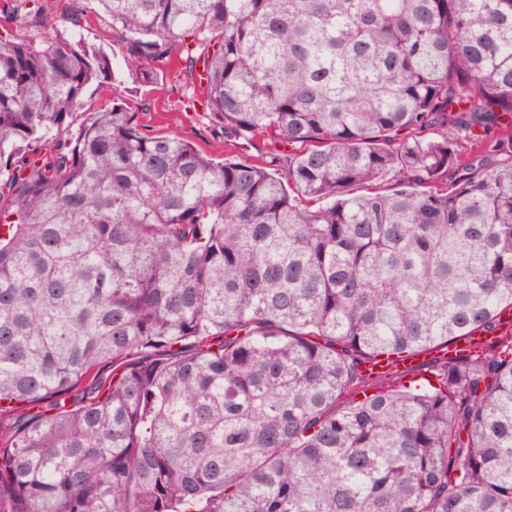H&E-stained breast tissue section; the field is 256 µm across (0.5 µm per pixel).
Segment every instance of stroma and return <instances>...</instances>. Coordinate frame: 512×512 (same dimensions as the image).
I'll return each mask as SVG.
<instances>
[{"label": "stroma", "instance_id": "35a3bbf8", "mask_svg": "<svg viewBox=\"0 0 512 512\" xmlns=\"http://www.w3.org/2000/svg\"><path fill=\"white\" fill-rule=\"evenodd\" d=\"M85 7L92 14L82 31L85 41L102 48L112 59L111 77L90 87L84 98L87 108L111 101L115 88H131L130 101L137 108V120L144 132L151 135L174 133L194 143L202 152L223 158L224 136L220 128L205 118L202 110L188 105L186 76L177 62L163 65L164 80L159 84L133 83L123 63L120 43L107 18L96 16L95 0H86Z\"/></svg>", "mask_w": 512, "mask_h": 512}]
</instances>
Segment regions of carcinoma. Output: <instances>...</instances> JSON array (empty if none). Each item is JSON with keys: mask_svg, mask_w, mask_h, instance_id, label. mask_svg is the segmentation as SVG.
<instances>
[{"mask_svg": "<svg viewBox=\"0 0 512 512\" xmlns=\"http://www.w3.org/2000/svg\"><path fill=\"white\" fill-rule=\"evenodd\" d=\"M96 2L237 154L72 130L86 7L3 0L0 512H512L511 336L360 369L512 310V0ZM482 332L484 331H473L469 336L461 337L454 346L448 347V353L446 350L444 355L448 354V358H453L481 350L487 344L484 338L478 335ZM427 352L420 351L413 355L402 358L387 360L386 357H380L373 362L364 365V372L373 376H384L389 373H401L404 375L416 373V366H422L426 362ZM437 356L431 357L422 370L424 376L431 377L430 371L433 370L432 361Z\"/></svg>", "mask_w": 512, "mask_h": 512, "instance_id": "obj_1", "label": "carcinoma"}]
</instances>
